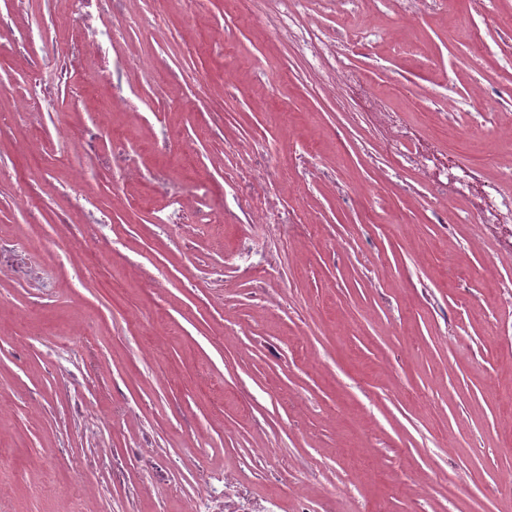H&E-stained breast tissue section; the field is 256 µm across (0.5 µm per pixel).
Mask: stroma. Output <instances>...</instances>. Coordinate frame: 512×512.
Masks as SVG:
<instances>
[{
    "label": "stroma",
    "mask_w": 512,
    "mask_h": 512,
    "mask_svg": "<svg viewBox=\"0 0 512 512\" xmlns=\"http://www.w3.org/2000/svg\"><path fill=\"white\" fill-rule=\"evenodd\" d=\"M290 6L248 0L245 12L228 13L224 0H207L189 20L182 0H166V22L151 26L155 0H101L79 29L69 0H0V83L14 93L0 98V115L28 93L39 30L61 44L82 39L90 77L102 66L93 35L104 26L114 51L134 61L122 83L144 115L136 123L109 111L106 84L78 101L61 86L39 128L0 129V169L16 174L0 179V239L22 243L44 267L0 279V512H155L160 498L186 512L203 462L215 476L236 470L253 496L280 492L283 512L300 484L316 502L335 491V512H512V265L485 228L431 223L428 190L411 175L397 182L375 152L380 133L357 90L330 91L321 62L275 35ZM372 8V24L398 30L410 50L378 38L370 50L348 49V67L422 139L442 135L424 99L452 98L465 132L454 149L496 177L512 164V141L472 129L469 113L476 93L512 87V0H445L411 23L386 0ZM224 29L232 38L211 49ZM473 30L483 37L475 57L457 49ZM158 55L179 97L158 92L145 65ZM397 80L408 92L393 99ZM203 102L223 112V125L210 124ZM94 112L108 135L90 156L75 134ZM116 136L161 183L115 189L100 157ZM30 138L39 155L21 152ZM273 139L316 156V175L289 163L304 187L282 196L295 217L315 222V235L271 237L267 257L240 258L249 225L228 219L175 234L162 225L173 193L218 207L231 193L225 170L262 167L260 145ZM228 141L238 152H225ZM63 150L66 168L56 163ZM73 165L91 172L94 212L70 194ZM34 171L38 201L28 209L16 179ZM362 180L369 195H342L341 185ZM62 217L77 242L50 264ZM95 229L111 234V258L98 256ZM267 258L282 277L266 281L268 300L257 305L250 270ZM140 313L150 319L143 330ZM78 327L91 332L81 347L70 340ZM67 371L86 374L71 394L60 388ZM75 395L90 401L88 419L74 414ZM127 407L134 420L122 416ZM147 435L150 464L113 481L114 456ZM146 478L147 493L131 496Z\"/></svg>",
    "instance_id": "stroma-1"
}]
</instances>
